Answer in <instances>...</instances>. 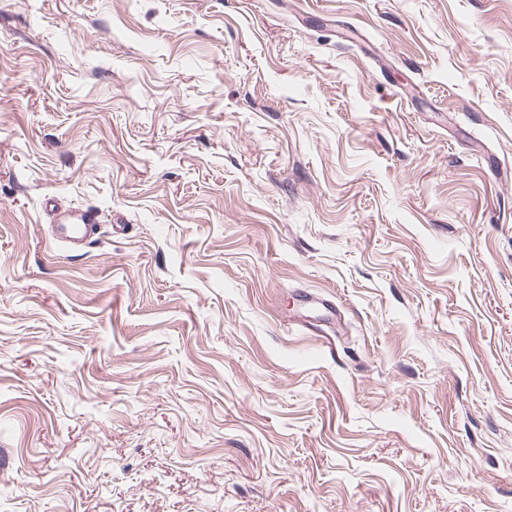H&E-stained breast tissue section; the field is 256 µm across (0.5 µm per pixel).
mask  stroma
<instances>
[{
  "label": "stroma",
  "mask_w": 512,
  "mask_h": 512,
  "mask_svg": "<svg viewBox=\"0 0 512 512\" xmlns=\"http://www.w3.org/2000/svg\"><path fill=\"white\" fill-rule=\"evenodd\" d=\"M0 505L512 512V0H0ZM98 224V215L90 209H66L53 214L51 229L53 238L68 248L88 242Z\"/></svg>",
  "instance_id": "stroma-1"
}]
</instances>
